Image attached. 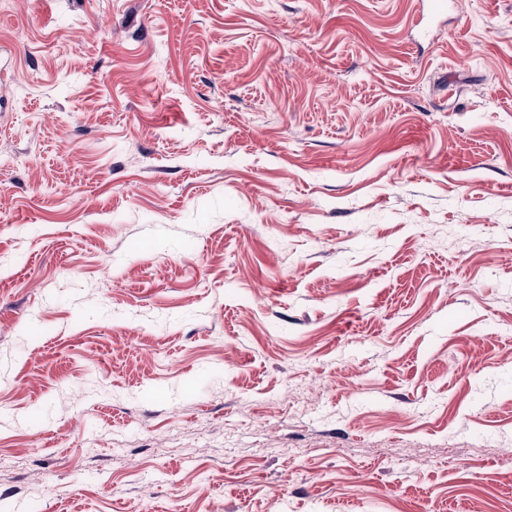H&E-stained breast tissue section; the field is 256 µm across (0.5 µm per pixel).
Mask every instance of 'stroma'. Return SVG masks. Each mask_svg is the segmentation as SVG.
Returning <instances> with one entry per match:
<instances>
[{"mask_svg": "<svg viewBox=\"0 0 512 512\" xmlns=\"http://www.w3.org/2000/svg\"><path fill=\"white\" fill-rule=\"evenodd\" d=\"M0 0V512H512V0Z\"/></svg>", "mask_w": 512, "mask_h": 512, "instance_id": "obj_1", "label": "stroma"}]
</instances>
